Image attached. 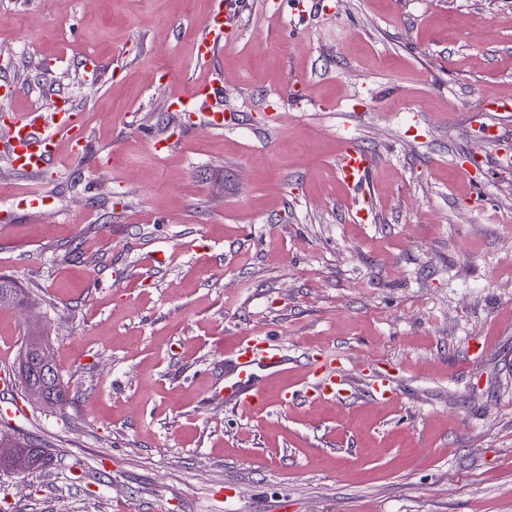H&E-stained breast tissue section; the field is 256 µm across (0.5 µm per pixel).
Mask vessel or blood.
<instances>
[{
  "label": "vessel or blood",
  "instance_id": "obj_1",
  "mask_svg": "<svg viewBox=\"0 0 512 512\" xmlns=\"http://www.w3.org/2000/svg\"><path fill=\"white\" fill-rule=\"evenodd\" d=\"M234 0H224L223 7L215 8L208 19L198 43V52L209 58L224 41L223 9L232 6ZM218 90L216 80H209L206 91L192 90L187 94H176L171 104L176 110L194 112L204 104L207 96ZM77 114L70 104H62L54 111L32 109L11 113L4 134L0 135V153L4 154L12 167L37 173L45 170L56 158L61 143H68L71 154H78L75 138ZM372 159L356 149H345L338 165L342 180L350 188H358L367 181ZM234 364L231 379L224 384V401L241 414H250L254 406L264 400V390L256 378L255 366H263L269 375L279 374L284 366L283 357L273 339L261 333L241 337L233 351ZM390 364H380L371 385L374 397L383 399L393 394ZM307 382L314 396L333 397L343 395L346 382L342 366L325 361L311 367Z\"/></svg>",
  "mask_w": 512,
  "mask_h": 512
}]
</instances>
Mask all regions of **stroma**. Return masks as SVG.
Segmentation results:
<instances>
[{"mask_svg": "<svg viewBox=\"0 0 512 512\" xmlns=\"http://www.w3.org/2000/svg\"><path fill=\"white\" fill-rule=\"evenodd\" d=\"M289 2L243 0L203 59L213 0H0L10 110L66 100L86 134L37 175L0 157V275L26 292L0 370L36 331L66 387L0 390V459L46 449L0 469V512H512V119L471 153L512 97V0H325L300 24ZM214 70L226 127L169 108ZM347 138L376 156L360 193ZM253 331L288 372L243 415L220 391ZM319 355L350 398H304ZM392 367L390 364L381 363L375 370V379L371 385V393L374 397L385 399L388 395L394 393L392 385ZM16 448H20L16 455L11 459L10 463L15 470L25 472L38 467L41 450L31 444H18Z\"/></svg>", "mask_w": 512, "mask_h": 512, "instance_id": "35a3bbf8", "label": "stroma"}]
</instances>
